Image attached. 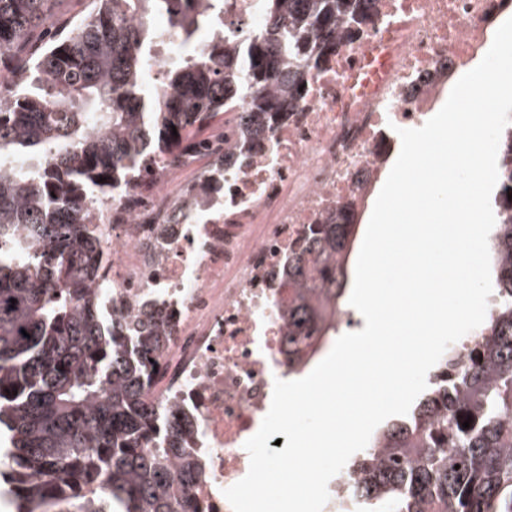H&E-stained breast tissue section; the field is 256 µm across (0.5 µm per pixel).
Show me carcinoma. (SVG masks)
<instances>
[{"label": "carcinoma", "mask_w": 512, "mask_h": 512, "mask_svg": "<svg viewBox=\"0 0 512 512\" xmlns=\"http://www.w3.org/2000/svg\"><path fill=\"white\" fill-rule=\"evenodd\" d=\"M0 0V480L15 512H199L189 422L151 397L162 335L99 317L96 202L152 189L146 176L198 155V133L240 104L260 143L304 75L339 48L374 0H263L273 30L224 48V0ZM167 17L158 29L152 13ZM204 48L166 63L173 33ZM158 67L151 89L146 69ZM177 135H172V131ZM512 144L497 184L491 268L509 302L454 378L430 385L406 420L386 425L353 465L374 512H512ZM353 225L313 224L288 259L300 303L288 353L335 315ZM470 427H463L464 421Z\"/></svg>", "instance_id": "carcinoma-1"}]
</instances>
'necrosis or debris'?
Wrapping results in <instances>:
<instances>
[{
  "mask_svg": "<svg viewBox=\"0 0 512 512\" xmlns=\"http://www.w3.org/2000/svg\"><path fill=\"white\" fill-rule=\"evenodd\" d=\"M508 16L512 0H376L372 21L341 35L262 144L244 146L235 125L214 131L194 181L170 166L125 223L102 225L101 314L164 323L152 395L193 426L200 512H232L223 491L249 470L244 444L275 380L316 355L284 345L283 309L298 302L283 275L289 256L309 225L341 211L360 223L398 129L430 119ZM263 24L260 0H224L227 49Z\"/></svg>",
  "mask_w": 512,
  "mask_h": 512,
  "instance_id": "4bbe7bcc",
  "label": "necrosis or debris"
}]
</instances>
